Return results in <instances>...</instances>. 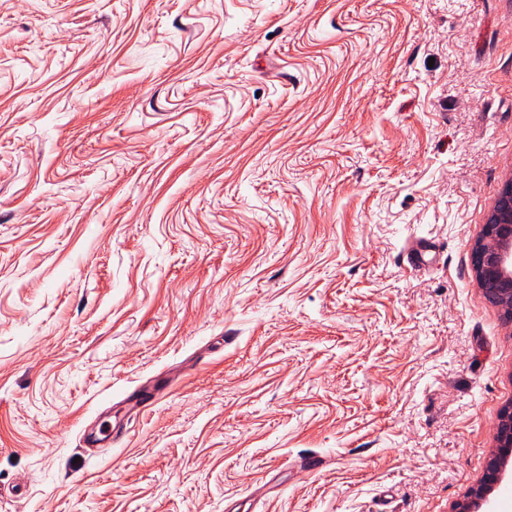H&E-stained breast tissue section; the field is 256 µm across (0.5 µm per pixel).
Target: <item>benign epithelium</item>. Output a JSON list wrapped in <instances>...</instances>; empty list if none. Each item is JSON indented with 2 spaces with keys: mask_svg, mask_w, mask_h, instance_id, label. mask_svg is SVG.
I'll return each mask as SVG.
<instances>
[{
  "mask_svg": "<svg viewBox=\"0 0 512 512\" xmlns=\"http://www.w3.org/2000/svg\"><path fill=\"white\" fill-rule=\"evenodd\" d=\"M474 273L480 288L512 317V179L494 202L484 232L473 245ZM512 459V404L504 407L494 428V452L487 470L455 512H479L489 503V492L499 481L505 462Z\"/></svg>",
  "mask_w": 512,
  "mask_h": 512,
  "instance_id": "benign-epithelium-1",
  "label": "benign epithelium"
}]
</instances>
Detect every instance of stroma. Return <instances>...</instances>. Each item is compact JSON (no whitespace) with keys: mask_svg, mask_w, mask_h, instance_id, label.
<instances>
[{"mask_svg":"<svg viewBox=\"0 0 512 512\" xmlns=\"http://www.w3.org/2000/svg\"><path fill=\"white\" fill-rule=\"evenodd\" d=\"M510 178L512 0H0V512H454ZM474 273L509 321L512 317V179L494 202L484 232L473 245ZM492 287V288H491Z\"/></svg>","mask_w":512,"mask_h":512,"instance_id":"1","label":"stroma"}]
</instances>
